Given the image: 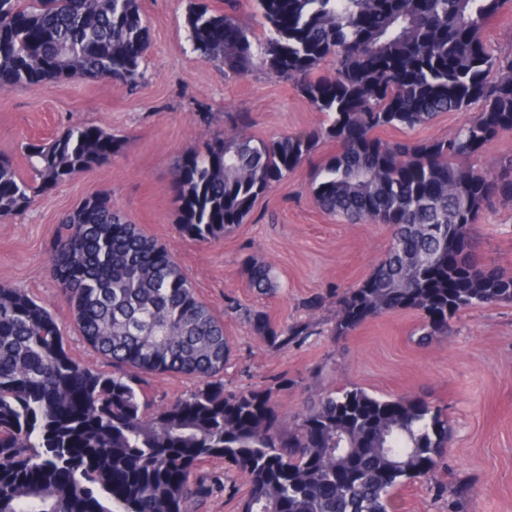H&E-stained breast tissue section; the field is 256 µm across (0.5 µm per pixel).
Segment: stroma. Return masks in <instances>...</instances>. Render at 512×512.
Masks as SVG:
<instances>
[{
    "label": "stroma",
    "instance_id": "stroma-1",
    "mask_svg": "<svg viewBox=\"0 0 512 512\" xmlns=\"http://www.w3.org/2000/svg\"><path fill=\"white\" fill-rule=\"evenodd\" d=\"M141 7L150 48L137 85L75 78L0 90V154L12 157L19 173L27 171V142L73 122L112 131L125 143L121 155L0 223V285L47 304L65 327L72 356L91 370L110 372L111 364L72 325L61 286L48 271L60 218L109 189L113 204L172 251L199 298L223 319L230 346L225 389L274 388L280 412L290 419L345 386L384 398L424 397L448 419L444 465L399 488L391 512H512V303L462 310L446 335L424 346L415 337L420 318L409 310L335 335L338 300L369 277L391 233L387 225L350 224L319 207L309 184L336 150L330 141L274 184L231 232L207 243L184 238L171 188L178 159L230 129L239 115L248 134L261 139L320 127L323 116L262 63L237 76L194 52L185 23L189 0H141ZM468 118L445 112L415 130L385 128L378 135L387 142L442 138ZM474 236L484 260L512 275V207L484 212ZM257 259L272 270L273 288L265 295L250 288L246 276ZM257 313L275 329L310 324L314 332L282 347L254 332ZM196 386V380L174 374L142 381L157 408ZM195 478L211 487L199 512H240L250 489L244 475L209 459L198 465Z\"/></svg>",
    "mask_w": 512,
    "mask_h": 512
}]
</instances>
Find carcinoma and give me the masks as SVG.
Returning a JSON list of instances; mask_svg holds the SVG:
<instances>
[{"label": "carcinoma", "mask_w": 512, "mask_h": 512, "mask_svg": "<svg viewBox=\"0 0 512 512\" xmlns=\"http://www.w3.org/2000/svg\"><path fill=\"white\" fill-rule=\"evenodd\" d=\"M508 0H254L258 37L229 11L189 7L193 51L243 75L259 57L326 116L309 131L256 139L242 126L186 154L172 172L183 236L220 238L259 196L336 143L311 191L330 216L386 224L390 245L370 276L342 296L335 334L386 312L413 310L419 342L448 331L462 309L512 302V276L486 263L472 227L512 205V157L496 171L467 164L512 130V52L485 39ZM150 35L139 0H0V89L80 77L135 85ZM326 59L331 77H316ZM479 105L452 134L384 142L442 112ZM123 152L116 135L73 123L29 142L27 176L0 155V221ZM51 275L63 286L85 342L112 363L93 371L66 346L51 310L0 285V512H195L211 488L197 466L220 459L250 485L241 512H389L393 491L443 463L448 420L412 395L378 398L359 387L321 397L293 421L273 388L224 391L230 347L224 322L197 295L173 254L112 205L103 189L61 219ZM251 287H272L254 261ZM260 336L286 347L308 324ZM199 382L154 410L142 374Z\"/></svg>", "instance_id": "carcinoma-1"}]
</instances>
